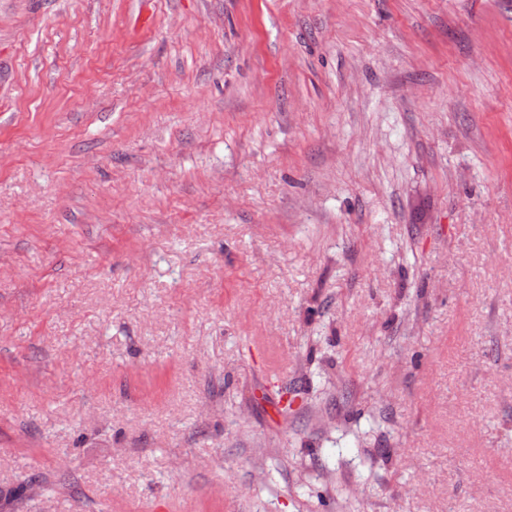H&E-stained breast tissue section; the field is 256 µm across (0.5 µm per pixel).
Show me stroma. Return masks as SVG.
<instances>
[{
    "instance_id": "1",
    "label": "stroma",
    "mask_w": 512,
    "mask_h": 512,
    "mask_svg": "<svg viewBox=\"0 0 512 512\" xmlns=\"http://www.w3.org/2000/svg\"><path fill=\"white\" fill-rule=\"evenodd\" d=\"M0 512H512V0H0Z\"/></svg>"
}]
</instances>
